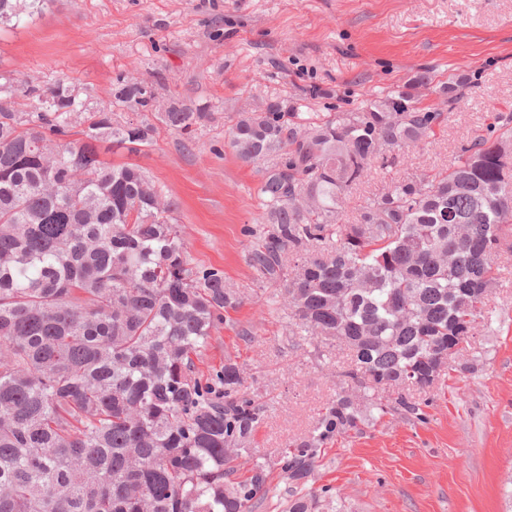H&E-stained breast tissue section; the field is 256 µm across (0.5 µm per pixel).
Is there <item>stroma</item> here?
<instances>
[{"instance_id": "1", "label": "stroma", "mask_w": 512, "mask_h": 512, "mask_svg": "<svg viewBox=\"0 0 512 512\" xmlns=\"http://www.w3.org/2000/svg\"><path fill=\"white\" fill-rule=\"evenodd\" d=\"M422 68L462 77L465 95L431 144L369 174L348 202L352 219L391 179L445 168L473 130L512 113V0H52L39 18L0 29L1 73L63 79L98 103L132 75L158 105H210L192 142L158 127L137 162L179 201L193 262L222 269L245 298L197 365L237 360L244 392L268 402L252 443L261 459L309 433L348 357L333 342L291 340L275 287L249 266L261 175L234 156L228 129L238 112L313 88L310 111L351 110ZM501 261L491 325L467 346L473 370L410 388L424 421L388 414L328 445L315 484L340 512H512V251Z\"/></svg>"}]
</instances>
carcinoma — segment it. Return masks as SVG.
<instances>
[{
    "label": "carcinoma",
    "instance_id": "carcinoma-1",
    "mask_svg": "<svg viewBox=\"0 0 512 512\" xmlns=\"http://www.w3.org/2000/svg\"><path fill=\"white\" fill-rule=\"evenodd\" d=\"M51 2L0 0V26ZM462 87L422 69L346 112L277 98L237 113L230 147L262 172L248 263L280 288L291 335L350 355L311 434L240 476L268 405L242 391L237 362L204 373L195 358L241 298L191 261L177 201L102 158L143 153L158 122L189 136L211 113L158 112L135 78L91 106L63 80L0 74V512H255L275 473L287 512H315L332 497L307 490L329 441L376 412L422 419L402 390L434 385V358L479 331L512 237V114L473 131L447 169L391 180L355 222L346 201L447 121L413 89L451 112ZM125 109L139 119L117 120Z\"/></svg>",
    "mask_w": 512,
    "mask_h": 512
}]
</instances>
